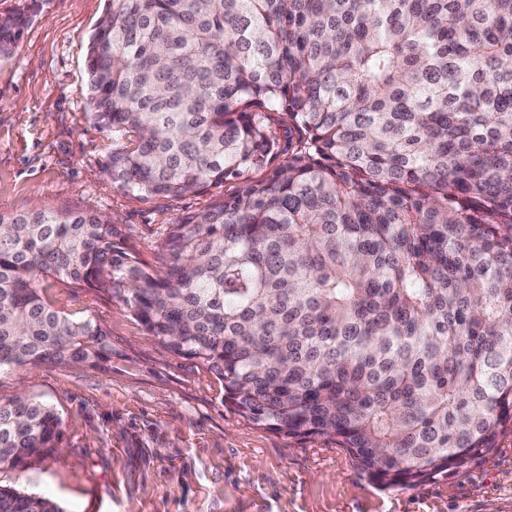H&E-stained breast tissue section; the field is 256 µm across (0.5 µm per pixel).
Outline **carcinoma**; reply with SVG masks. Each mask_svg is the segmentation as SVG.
Instances as JSON below:
<instances>
[{"instance_id": "1", "label": "carcinoma", "mask_w": 512, "mask_h": 512, "mask_svg": "<svg viewBox=\"0 0 512 512\" xmlns=\"http://www.w3.org/2000/svg\"><path fill=\"white\" fill-rule=\"evenodd\" d=\"M86 100L112 182L232 192L169 225L165 270L112 218L0 214V372L112 363L93 288L202 363L224 403L347 449L382 488L467 468L512 430V0H107ZM19 23L0 18V57ZM288 126V160L273 121ZM261 174L252 178L248 173ZM62 418L0 403V466ZM0 512H65L0 484Z\"/></svg>"}]
</instances>
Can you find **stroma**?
Masks as SVG:
<instances>
[{"mask_svg":"<svg viewBox=\"0 0 512 512\" xmlns=\"http://www.w3.org/2000/svg\"><path fill=\"white\" fill-rule=\"evenodd\" d=\"M104 9L105 0H0V17L24 21L0 58V212L113 217L117 243L157 269L168 225L225 190L143 199L113 183L116 145L84 96L87 38ZM48 296L105 327L112 366L0 373V402L23 391L63 421L57 453L2 468L0 481L65 512H512V432L462 472L384 489L334 439L289 438L225 407L214 374L146 335L122 303L89 288Z\"/></svg>","mask_w":512,"mask_h":512,"instance_id":"obj_1","label":"stroma"}]
</instances>
